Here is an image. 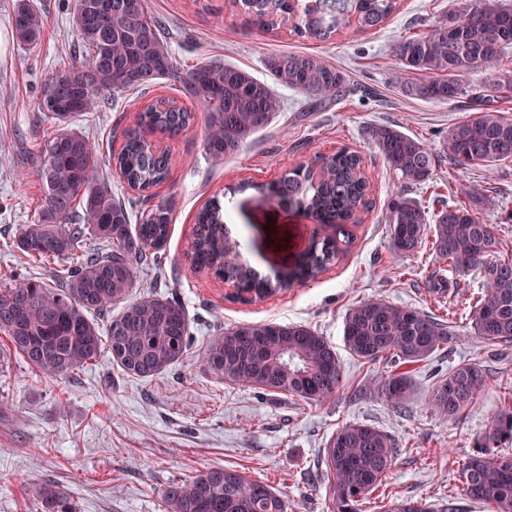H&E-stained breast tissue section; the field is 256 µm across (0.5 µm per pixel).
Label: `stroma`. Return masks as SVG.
Instances as JSON below:
<instances>
[{
  "instance_id": "35a3bbf8",
  "label": "stroma",
  "mask_w": 512,
  "mask_h": 512,
  "mask_svg": "<svg viewBox=\"0 0 512 512\" xmlns=\"http://www.w3.org/2000/svg\"><path fill=\"white\" fill-rule=\"evenodd\" d=\"M456 2L401 0L381 28L350 25L317 42L294 34L288 22L272 31L245 26L230 0H147L186 64L218 55L262 80L267 56L307 52L336 66L346 84L337 97L316 105L278 88L282 112L221 163L204 149V113L166 79L144 92L114 94L111 108L71 121L72 129L95 142L97 175L119 195L124 182L113 157L122 146L121 129L134 125L144 106L158 98L176 99L195 112V122L176 137L150 136L171 154L169 175L152 194L171 201L173 219L160 261L136 268L130 292L134 300L151 293L180 299L190 317L191 347L184 360L150 380L127 375L106 351L79 371L48 378L32 371L0 334V512H45L39 495L45 487L62 491L76 512H164L170 482L215 466L265 481L287 501L288 512H329L332 487L318 460L330 436L349 421L387 432L401 449L374 501L388 495L442 505L453 498L459 512H487L466 495L462 466L503 406L505 390L512 389V350L488 355L473 334L470 314L482 294L478 275L456 277L428 239L412 254L392 252L387 203L398 182L370 138L372 127L383 124L422 139L437 153L438 166L433 186H411L410 197L433 214L472 193L479 216L498 227L499 255H512V162L490 170L454 166L444 143L471 104L464 98L414 99L395 79L396 42L429 31ZM16 3L0 0V289L26 278L50 279L59 268L27 260L14 242L34 218L41 198L39 149L56 130L37 108L41 75L79 61L72 25L76 0H36L43 34L30 47L15 37ZM493 83L499 87L495 110L512 119V49L496 67L475 70L465 81L470 91ZM343 146L363 158L371 204L360 223L351 225L352 242L335 263L304 285L250 302L235 299L223 280L192 265L196 215L216 198L232 207L228 231L244 244L242 262L269 279L294 269L312 241L328 231L303 209L264 198L257 187ZM370 298L446 314L456 326L457 339L447 350L408 367L411 395L399 411L368 390L371 377L391 373V365L363 363L343 346L346 315ZM265 321L304 324L325 336L337 348L342 389L306 403L224 382L202 362L203 347L217 334ZM468 360L487 366L489 383L451 419L431 408L429 394L452 367Z\"/></svg>"
}]
</instances>
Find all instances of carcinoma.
Returning <instances> with one entry per match:
<instances>
[{
  "mask_svg": "<svg viewBox=\"0 0 512 512\" xmlns=\"http://www.w3.org/2000/svg\"><path fill=\"white\" fill-rule=\"evenodd\" d=\"M244 21L263 30L294 19L292 0H233ZM400 0H314L304 10L296 33L318 41L331 39L355 18L360 28H377L398 8ZM82 62L67 72L51 71L40 80L38 110L57 130L41 145L37 176L42 202L35 220L16 240V249L33 262L63 260L65 268L48 284L27 279L0 290V331L12 349L41 375L67 374L95 361L102 349L124 372L150 379L185 358L190 323L184 305L164 296L128 300L137 266L155 258L168 239L172 207L152 203L149 191L163 183L170 157L154 148L146 135L177 136L195 122L175 99L160 98L138 115L136 127L122 131L123 144L115 165L127 186L138 193L143 211L112 195L111 184L98 179L96 146L69 122L109 104L108 94L149 89L167 78L182 85L206 114L205 149L222 162L238 154L245 143L265 129L282 101L274 90L283 86L311 101L337 96L343 73L315 54L285 52L265 61L269 80L219 57L205 58L184 69L173 56L171 40L153 17L146 0H77L72 18ZM19 42L34 45L42 16L32 0H18L13 19ZM512 48V6L503 0H465L423 35L395 44L401 69L396 80L409 96L449 102L466 93L462 78L488 68ZM374 146L404 184L428 181L438 155L428 145L391 126L372 128ZM444 149L457 167L490 168L512 160V119L484 105L448 130ZM272 201L299 204L316 223L331 228L280 287L289 288L324 271L351 243L348 225L368 209L370 183L361 156L342 147L319 154L307 165L286 170L268 184L257 185ZM429 212L404 190L388 202L391 249L410 254L431 234L436 253L448 260L458 277L481 274L483 294L470 315L475 336L488 347L512 343V257L498 258L496 226L485 223L475 203L458 202L428 219ZM138 224H132V218ZM224 210L217 202L197 216L191 241L193 266L238 285L237 293L261 296L271 285L238 260L240 242L224 227ZM92 235L104 249L88 251L83 238ZM122 310L108 319L106 336L89 315ZM456 336L446 320L382 299L354 306L345 318L343 342L366 363L390 358L400 364L424 361L444 350ZM202 361L220 378L272 393H287L304 402L335 395L342 384L336 350L317 331L302 324L273 322L226 329L210 340ZM371 391L396 409L409 397L411 382L403 373L380 375ZM487 385L480 362H462L431 390V407L450 417L460 416ZM512 407L504 405L489 428L477 438L476 450L462 474L467 495L490 512H512ZM396 441L369 424L349 422L326 443L320 458L333 484L330 512H368L364 504L382 484L396 457ZM49 512H73L67 497L54 489L41 491ZM165 512H287L284 500L264 482L239 470L214 467L169 484ZM384 512H435L427 504L387 501Z\"/></svg>",
  "mask_w": 512,
  "mask_h": 512,
  "instance_id": "carcinoma-1",
  "label": "carcinoma"
}]
</instances>
